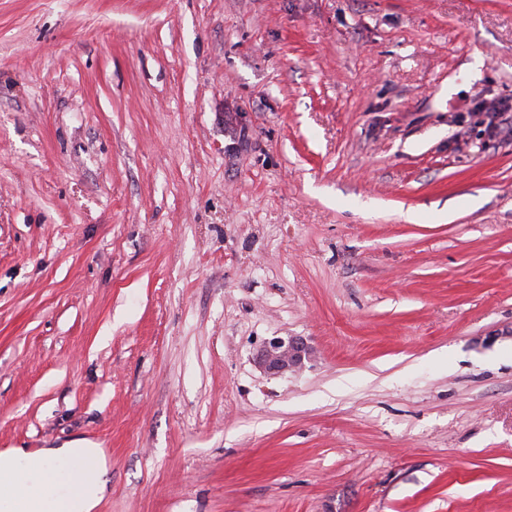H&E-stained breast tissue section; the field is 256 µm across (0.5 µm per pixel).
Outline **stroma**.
<instances>
[{"mask_svg": "<svg viewBox=\"0 0 512 512\" xmlns=\"http://www.w3.org/2000/svg\"><path fill=\"white\" fill-rule=\"evenodd\" d=\"M508 98L512 0H0V450L105 449L98 512H512ZM480 124L484 126L483 132L488 137H496L500 132V118L506 112H512V100L503 99L482 108ZM312 353V347L301 337L274 336L264 342L257 360L267 372L282 375L299 369Z\"/></svg>", "mask_w": 512, "mask_h": 512, "instance_id": "stroma-1", "label": "stroma"}]
</instances>
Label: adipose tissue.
Masks as SVG:
<instances>
[{
	"label": "adipose tissue",
	"instance_id": "adipose-tissue-1",
	"mask_svg": "<svg viewBox=\"0 0 512 512\" xmlns=\"http://www.w3.org/2000/svg\"><path fill=\"white\" fill-rule=\"evenodd\" d=\"M73 460L81 468L68 469ZM107 475L104 450L80 442L0 451V512H95Z\"/></svg>",
	"mask_w": 512,
	"mask_h": 512
}]
</instances>
